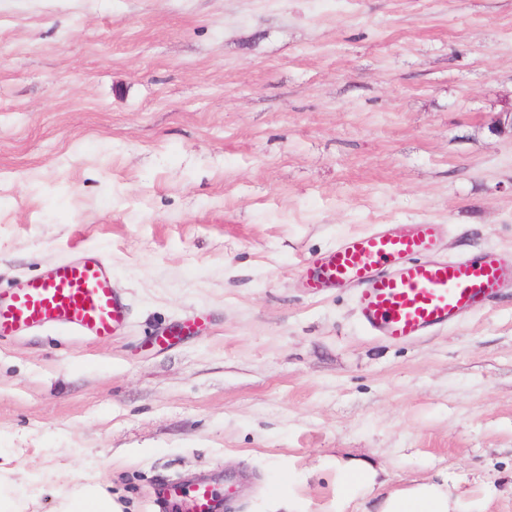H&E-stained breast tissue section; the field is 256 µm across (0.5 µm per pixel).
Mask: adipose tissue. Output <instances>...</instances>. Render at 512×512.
<instances>
[{
    "label": "adipose tissue",
    "instance_id": "ef3b65f1",
    "mask_svg": "<svg viewBox=\"0 0 512 512\" xmlns=\"http://www.w3.org/2000/svg\"><path fill=\"white\" fill-rule=\"evenodd\" d=\"M16 484L9 468L0 466V512H27L43 497L56 501L55 512H122L120 504L99 484L80 483L63 488L58 479L45 476L30 482L23 496H16ZM379 512H456L448 490L437 483H419L388 493Z\"/></svg>",
    "mask_w": 512,
    "mask_h": 512
}]
</instances>
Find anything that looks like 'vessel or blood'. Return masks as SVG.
<instances>
[{
    "label": "vessel or blood",
    "mask_w": 512,
    "mask_h": 512,
    "mask_svg": "<svg viewBox=\"0 0 512 512\" xmlns=\"http://www.w3.org/2000/svg\"><path fill=\"white\" fill-rule=\"evenodd\" d=\"M512 268L496 253L450 259L436 225L381 224L340 240L310 263L305 287L357 289L362 323L373 333L407 340L447 326L502 288ZM126 304L104 257L89 250L41 278L19 283L0 301V336L24 326L63 322L98 340L123 325ZM180 512H211L213 490L172 483L163 490Z\"/></svg>",
    "instance_id": "b4317fda"
}]
</instances>
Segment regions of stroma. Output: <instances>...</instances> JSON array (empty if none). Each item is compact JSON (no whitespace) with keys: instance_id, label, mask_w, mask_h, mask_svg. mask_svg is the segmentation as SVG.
I'll return each mask as SVG.
<instances>
[{"instance_id":"obj_1","label":"stroma","mask_w":512,"mask_h":512,"mask_svg":"<svg viewBox=\"0 0 512 512\" xmlns=\"http://www.w3.org/2000/svg\"><path fill=\"white\" fill-rule=\"evenodd\" d=\"M511 101L512 0H0V295L93 248L128 306L0 337V465L129 512L201 477L375 512L337 501L354 458L512 512V285L396 342L300 277L389 222L511 258Z\"/></svg>"}]
</instances>
